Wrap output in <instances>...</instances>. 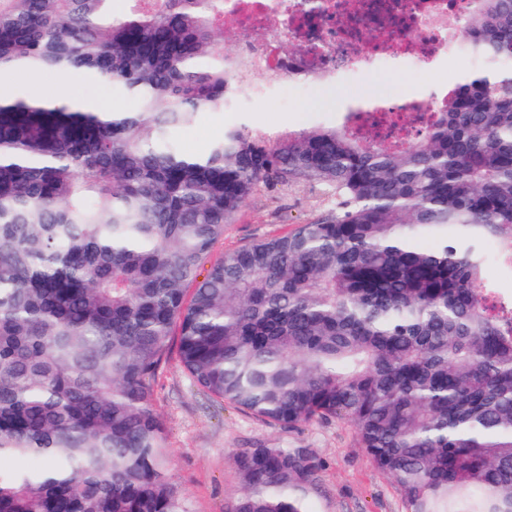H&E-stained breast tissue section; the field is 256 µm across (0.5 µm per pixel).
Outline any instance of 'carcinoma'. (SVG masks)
<instances>
[{
  "label": "carcinoma",
  "mask_w": 512,
  "mask_h": 512,
  "mask_svg": "<svg viewBox=\"0 0 512 512\" xmlns=\"http://www.w3.org/2000/svg\"><path fill=\"white\" fill-rule=\"evenodd\" d=\"M484 67L437 111L270 136L174 132L224 111V0H0V74L79 72L132 99L0 91V512H190L154 405L177 355L211 396L299 429L344 422L405 512H512V0L463 18ZM329 203L205 266L271 185ZM439 240L435 250L413 241ZM225 512H307L324 461L234 455ZM96 99L99 102L90 101L88 106L93 109L106 107L105 105L112 108V110L131 112L135 110V103L125 97L112 95V90L103 84H96L93 87ZM102 102V103H101ZM105 104V105H104ZM489 259L486 266V276L489 280L495 282L497 286L505 293L512 291V278L505 273L499 265L495 249L493 246L488 248Z\"/></svg>",
  "instance_id": "carcinoma-1"
}]
</instances>
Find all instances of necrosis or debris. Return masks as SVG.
Listing matches in <instances>:
<instances>
[{"label": "necrosis or debris", "mask_w": 512, "mask_h": 512, "mask_svg": "<svg viewBox=\"0 0 512 512\" xmlns=\"http://www.w3.org/2000/svg\"><path fill=\"white\" fill-rule=\"evenodd\" d=\"M475 0H224L235 21L234 87L264 97L282 84H325L338 70L430 65L460 48L450 11Z\"/></svg>", "instance_id": "obj_1"}]
</instances>
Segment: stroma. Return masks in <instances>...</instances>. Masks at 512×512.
I'll list each match as a JSON object with an SVG mask.
<instances>
[{
	"label": "stroma",
	"mask_w": 512,
	"mask_h": 512,
	"mask_svg": "<svg viewBox=\"0 0 512 512\" xmlns=\"http://www.w3.org/2000/svg\"><path fill=\"white\" fill-rule=\"evenodd\" d=\"M481 65L478 57L452 54L430 73L407 67L398 77L384 70L363 79L344 74L337 77L335 90L323 96L300 87L285 93L273 90L235 111L197 117L179 129L176 138L184 151L199 153L232 124L245 123L269 134L288 128L335 126L349 99L345 86L360 82L371 93L388 85L403 93L417 83L424 95L431 96L457 84ZM322 204V189L314 183L265 189L242 205L234 222L226 225L215 251L229 253L286 232L311 220ZM155 408L168 434L164 475L182 491L192 512H224L226 501L240 488L233 455L257 444L310 448L323 459L321 484L306 499L310 512H405L399 490L375 468L359 448L353 428L345 423L334 421L296 430L265 423L230 404L213 401L173 359L159 371Z\"/></svg>",
	"instance_id": "obj_1"
}]
</instances>
